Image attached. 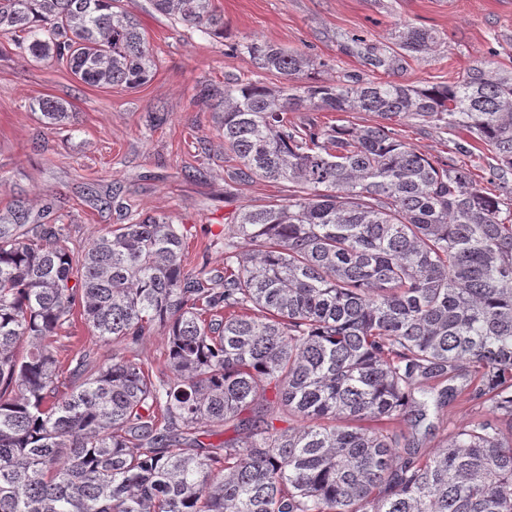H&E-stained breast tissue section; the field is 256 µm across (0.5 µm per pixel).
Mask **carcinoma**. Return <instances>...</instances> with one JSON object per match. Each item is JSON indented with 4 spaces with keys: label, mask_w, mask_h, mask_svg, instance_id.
<instances>
[{
    "label": "carcinoma",
    "mask_w": 512,
    "mask_h": 512,
    "mask_svg": "<svg viewBox=\"0 0 512 512\" xmlns=\"http://www.w3.org/2000/svg\"><path fill=\"white\" fill-rule=\"evenodd\" d=\"M153 6L224 36L213 0ZM0 36L91 87L136 89L155 67L123 0H0ZM433 44L408 24L401 55L359 36L348 49L389 73ZM240 48L282 85L207 83L196 100L222 113L235 178L293 194L232 217L224 273L186 270L166 216L133 215L80 252L62 224H0V512H512V197L394 128L466 134L455 150L495 153L485 181L504 184L512 71L481 60L446 86L321 81L305 52ZM37 106L49 126L67 116ZM323 111L376 120L321 126ZM76 308L127 348L165 329L168 368L114 351L62 369L55 343ZM65 371L80 384L61 396ZM443 381L435 405L460 397L481 414L414 458L401 422L426 420ZM226 426L237 436L201 440Z\"/></svg>",
    "instance_id": "1"
}]
</instances>
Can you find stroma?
Segmentation results:
<instances>
[{"instance_id": "35a3bbf8", "label": "stroma", "mask_w": 512, "mask_h": 512, "mask_svg": "<svg viewBox=\"0 0 512 512\" xmlns=\"http://www.w3.org/2000/svg\"><path fill=\"white\" fill-rule=\"evenodd\" d=\"M224 15L223 37L187 31L156 12L151 0H128L146 32L157 69L137 89L80 83L64 67L20 59L0 38V222L23 210L27 224H62L88 245L130 212L164 215L185 227L186 269L224 268V234L248 204L287 201L292 186L257 179L231 182L217 116L195 101L198 85L252 80L278 86L277 75L257 69L238 45L250 39L306 52L321 61L319 78L371 77L347 38L393 46L403 25L429 29L436 47L406 58L380 81L428 87L448 85L477 60L512 69V0H214ZM62 100L69 117L46 129L38 99ZM164 122H156V109ZM401 138L433 158H452L484 175L491 153L456 152L451 131L409 122ZM475 413L454 401L431 408L408 435L412 454L430 455L454 425Z\"/></svg>"}]
</instances>
